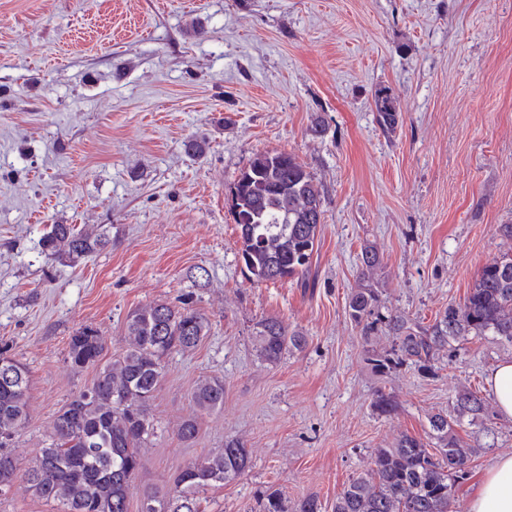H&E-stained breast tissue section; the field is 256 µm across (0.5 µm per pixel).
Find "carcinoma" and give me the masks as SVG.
Instances as JSON below:
<instances>
[{"label": "carcinoma", "mask_w": 512, "mask_h": 512, "mask_svg": "<svg viewBox=\"0 0 512 512\" xmlns=\"http://www.w3.org/2000/svg\"><path fill=\"white\" fill-rule=\"evenodd\" d=\"M375 107L385 127L395 125L387 89L375 92ZM230 195L244 273L258 283L308 274L320 244L322 194L296 158L285 152L254 155ZM110 243L105 233L73 224H52L42 237L43 252L53 260L89 257ZM378 301L377 289H355L348 297L351 318L358 324L369 321ZM378 323L393 338L391 349L370 357L378 373L402 365L427 368L452 342L467 336H495L512 344V252L485 265L464 300L449 304L433 325L422 328L399 315L379 317L366 326V340H371L372 326ZM209 332L204 314L188 305L178 308L167 303L129 313L125 347L113 357L96 328L77 329L70 336L68 360L76 370L95 369V377L90 387L60 409L51 442L22 472L11 447L28 417L30 374L25 364L0 352V496L20 479L36 496L58 503L60 512H128L127 491L142 468L141 450L157 431L149 406L164 360L174 352L196 348ZM253 341L259 357L277 363L290 350L302 347L304 337L288 332L276 318H265L257 323ZM191 400L200 412L224 409V381L200 379ZM372 406L385 417L398 410L394 397L381 390L374 394ZM486 413L477 392L459 390L451 411L429 417L433 443L403 434L389 447L374 449L369 468L348 481L332 512H455L454 487L467 475L472 457L456 426L465 417L476 422ZM198 432L194 417L177 429L185 442L196 439ZM250 460L243 441L227 440L224 447L182 469L174 492L150 491L143 501L155 504V512H204L200 494L239 478ZM323 510L314 496L290 507L271 487L259 498V512Z\"/></svg>", "instance_id": "cac0c4a2"}]
</instances>
